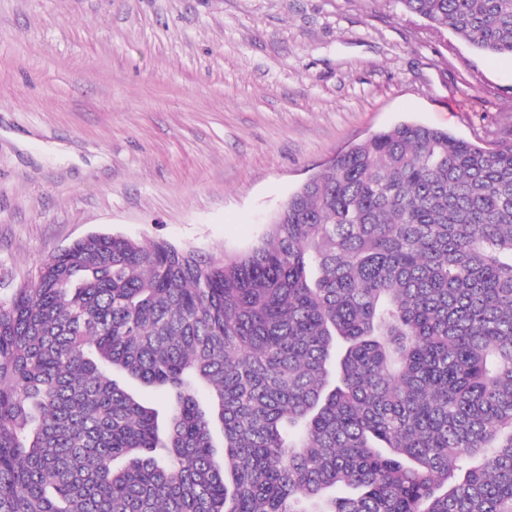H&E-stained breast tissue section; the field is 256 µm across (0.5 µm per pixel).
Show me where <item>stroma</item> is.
Masks as SVG:
<instances>
[{"instance_id": "obj_1", "label": "stroma", "mask_w": 512, "mask_h": 512, "mask_svg": "<svg viewBox=\"0 0 512 512\" xmlns=\"http://www.w3.org/2000/svg\"><path fill=\"white\" fill-rule=\"evenodd\" d=\"M406 121L512 144V56L398 0H0V296L94 234L246 250Z\"/></svg>"}]
</instances>
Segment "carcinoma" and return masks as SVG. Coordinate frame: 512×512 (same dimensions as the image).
Listing matches in <instances>:
<instances>
[{
  "label": "carcinoma",
  "mask_w": 512,
  "mask_h": 512,
  "mask_svg": "<svg viewBox=\"0 0 512 512\" xmlns=\"http://www.w3.org/2000/svg\"><path fill=\"white\" fill-rule=\"evenodd\" d=\"M399 2L512 55V0ZM0 512H512V145L404 122L220 262L52 257L0 298Z\"/></svg>",
  "instance_id": "cac0c4a2"
}]
</instances>
